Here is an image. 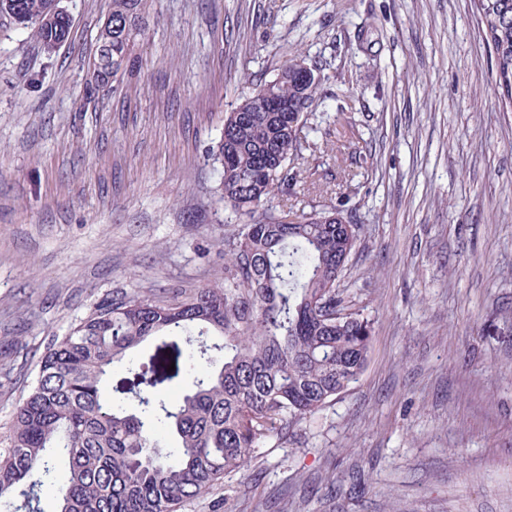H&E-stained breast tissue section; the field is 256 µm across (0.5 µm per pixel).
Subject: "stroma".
I'll return each instance as SVG.
<instances>
[{
	"label": "stroma",
	"mask_w": 512,
	"mask_h": 512,
	"mask_svg": "<svg viewBox=\"0 0 512 512\" xmlns=\"http://www.w3.org/2000/svg\"><path fill=\"white\" fill-rule=\"evenodd\" d=\"M43 53L0 20V449L51 337L107 294L194 292L247 216L207 151L284 47L328 64L307 153L358 226L351 389L182 512H512V112L472 0H147L134 74L86 99L111 0Z\"/></svg>",
	"instance_id": "1"
}]
</instances>
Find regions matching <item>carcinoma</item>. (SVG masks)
<instances>
[{
	"label": "carcinoma",
	"instance_id": "cac0c4a2",
	"mask_svg": "<svg viewBox=\"0 0 512 512\" xmlns=\"http://www.w3.org/2000/svg\"><path fill=\"white\" fill-rule=\"evenodd\" d=\"M50 6L0 0V19L30 30L45 49L71 32L69 19L43 23ZM474 6L511 109L512 0ZM142 10L143 0H112L87 93L133 73ZM286 56L273 79L242 94L208 152L219 201L244 215L275 192L324 193L304 152L336 151L309 140L327 62L308 64L290 49ZM270 84L278 99L264 106L255 98ZM336 215L313 210L280 224L266 212L224 241L222 282L188 295L108 296L53 337L0 453V498L35 493L63 455L69 472L55 487L56 512H179L345 393L367 365L372 326L345 312L336 293L357 242L353 224ZM149 340V355L134 362L130 354ZM173 384L183 391L171 405L164 389ZM131 398L140 411H129Z\"/></svg>",
	"mask_w": 512,
	"mask_h": 512
}]
</instances>
